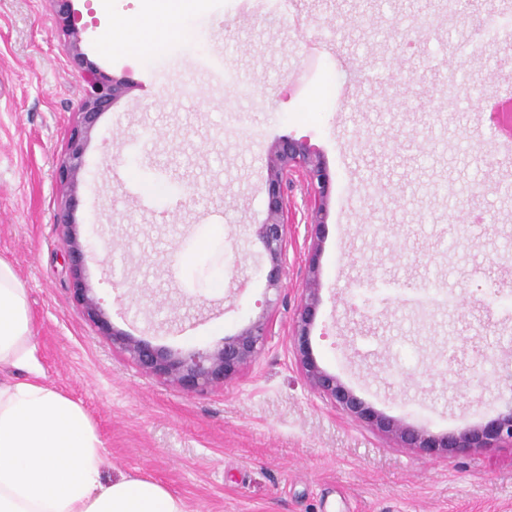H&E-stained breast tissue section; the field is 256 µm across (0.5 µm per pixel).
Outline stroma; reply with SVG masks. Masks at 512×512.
Returning <instances> with one entry per match:
<instances>
[{
    "mask_svg": "<svg viewBox=\"0 0 512 512\" xmlns=\"http://www.w3.org/2000/svg\"><path fill=\"white\" fill-rule=\"evenodd\" d=\"M82 50L130 87L86 147L74 215L82 277L111 325L172 350L214 346L259 314L255 361L198 393L145 375L74 298L56 166L83 83L48 0H0V259L28 291L47 382L81 403L108 477L154 479L188 512H512V446L430 456L320 397L292 337L308 261L303 184L288 186L281 289L250 225L277 139L332 176L311 329L319 364L367 406L442 434L512 396V150L486 112L448 107L454 73L494 91L512 38L499 0L448 26L434 0H204L192 33L145 57L106 50L143 0H72ZM156 95L146 99L145 81ZM134 166L166 194L147 197ZM193 254L187 267L176 257Z\"/></svg>",
    "mask_w": 512,
    "mask_h": 512,
    "instance_id": "1",
    "label": "stroma"
}]
</instances>
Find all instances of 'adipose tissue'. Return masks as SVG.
Wrapping results in <instances>:
<instances>
[{"label": "adipose tissue", "instance_id": "ef3b65f1", "mask_svg": "<svg viewBox=\"0 0 512 512\" xmlns=\"http://www.w3.org/2000/svg\"><path fill=\"white\" fill-rule=\"evenodd\" d=\"M190 0H156L150 19L113 25L107 47L145 55L187 35ZM27 291L0 259V512H187L145 477L105 479L109 454L85 409L45 380Z\"/></svg>", "mask_w": 512, "mask_h": 512}]
</instances>
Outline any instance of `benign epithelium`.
Instances as JSON below:
<instances>
[{
  "label": "benign epithelium",
  "instance_id": "7a95c632",
  "mask_svg": "<svg viewBox=\"0 0 512 512\" xmlns=\"http://www.w3.org/2000/svg\"><path fill=\"white\" fill-rule=\"evenodd\" d=\"M50 2L59 29L68 40L71 62L84 83V97L56 173L64 198L58 224L68 233L69 256L72 264L78 267L84 253L83 245L76 235L74 213L79 206V180L85 172L86 141L99 116L120 99L129 86L124 79L110 77L87 61L81 49L82 30L71 12L70 0ZM266 171V209L261 218L253 222L252 230L271 264L267 274L268 288L277 290L288 234L284 187L292 176L301 177L310 189L311 223L320 226L323 224L331 177L323 156L312 150L304 140L291 137L281 138L271 144L266 155ZM320 291L319 269L312 259L294 321L293 340L301 367L311 387L319 395L346 413L366 420L378 431L393 437L401 447L413 448L428 455L467 454L495 448L505 442L512 443V402L483 425L440 435L408 426L366 406L336 375L322 368L313 354L310 330L320 303ZM75 294L82 304L86 319L106 333L112 344L124 350L143 373L186 392H201L236 375L256 358L269 336L268 322L261 315L211 348L180 354L148 340L111 329L99 302L86 284L77 283Z\"/></svg>",
  "mask_w": 512,
  "mask_h": 512
}]
</instances>
